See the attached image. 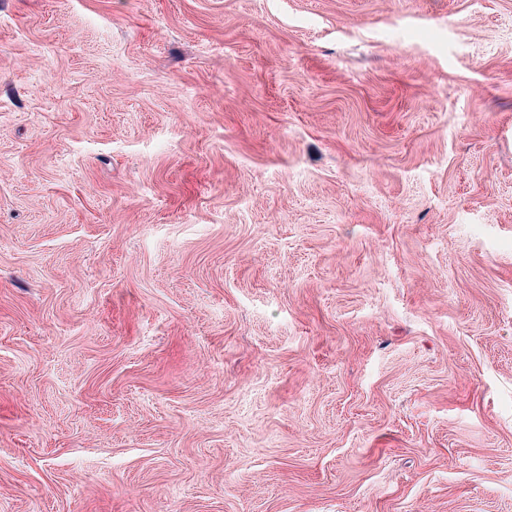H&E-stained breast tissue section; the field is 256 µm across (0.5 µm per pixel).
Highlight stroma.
Instances as JSON below:
<instances>
[{
    "instance_id": "obj_1",
    "label": "stroma",
    "mask_w": 512,
    "mask_h": 512,
    "mask_svg": "<svg viewBox=\"0 0 512 512\" xmlns=\"http://www.w3.org/2000/svg\"><path fill=\"white\" fill-rule=\"evenodd\" d=\"M0 512H512V0H0Z\"/></svg>"
}]
</instances>
